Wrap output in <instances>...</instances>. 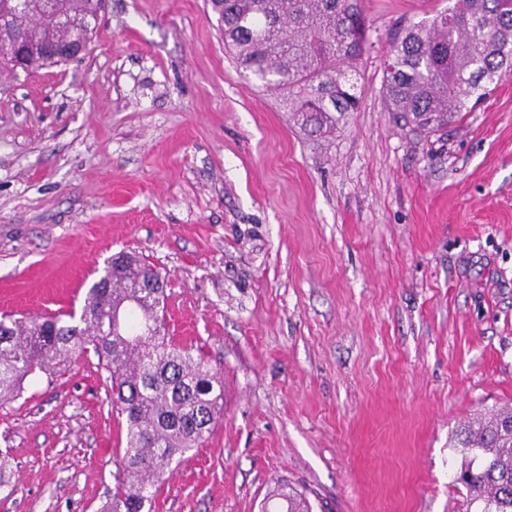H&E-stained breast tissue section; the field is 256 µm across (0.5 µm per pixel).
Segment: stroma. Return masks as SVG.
<instances>
[{
    "mask_svg": "<svg viewBox=\"0 0 512 512\" xmlns=\"http://www.w3.org/2000/svg\"><path fill=\"white\" fill-rule=\"evenodd\" d=\"M454 0H364L362 99L296 125L207 0H109L81 60L0 65V314L80 307L107 260L168 282L224 417L156 512H470L452 430L512 405V75L443 131L388 112L393 34ZM96 357L0 402V512H100L126 446Z\"/></svg>",
    "mask_w": 512,
    "mask_h": 512,
    "instance_id": "35a3bbf8",
    "label": "stroma"
}]
</instances>
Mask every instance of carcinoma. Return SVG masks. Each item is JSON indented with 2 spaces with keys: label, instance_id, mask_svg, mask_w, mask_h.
Here are the masks:
<instances>
[{
  "label": "carcinoma",
  "instance_id": "carcinoma-1",
  "mask_svg": "<svg viewBox=\"0 0 512 512\" xmlns=\"http://www.w3.org/2000/svg\"><path fill=\"white\" fill-rule=\"evenodd\" d=\"M98 0H67L73 16ZM40 21L41 44L67 41L65 25L44 21L41 0H24ZM236 64L283 92L294 121L330 135L359 108L353 62L366 43L362 0H211ZM388 110L417 136L439 132L469 111L471 100L512 74V0H456L430 19L398 31L385 68ZM147 265L120 252L93 283L80 313L34 319L0 317V401L53 365L94 355L110 380L112 405L125 416L126 448L102 512H153L161 478L201 444L224 415L221 374L167 336L165 288H141ZM456 482L476 512H512V407L480 415L456 430ZM283 512H310L302 495H283Z\"/></svg>",
  "mask_w": 512,
  "mask_h": 512
}]
</instances>
